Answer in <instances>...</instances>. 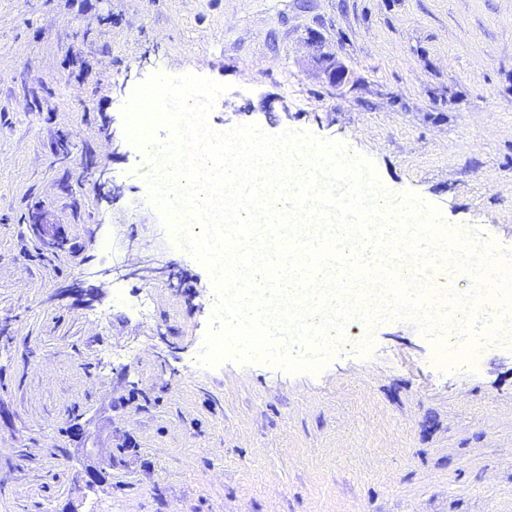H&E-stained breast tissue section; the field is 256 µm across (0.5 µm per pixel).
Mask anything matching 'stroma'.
Listing matches in <instances>:
<instances>
[{"label": "stroma", "instance_id": "obj_1", "mask_svg": "<svg viewBox=\"0 0 512 512\" xmlns=\"http://www.w3.org/2000/svg\"><path fill=\"white\" fill-rule=\"evenodd\" d=\"M184 73L212 126L344 143L512 248V0H0V512H512V344L441 364L408 316L311 371L199 364L213 282L123 113Z\"/></svg>", "mask_w": 512, "mask_h": 512}]
</instances>
